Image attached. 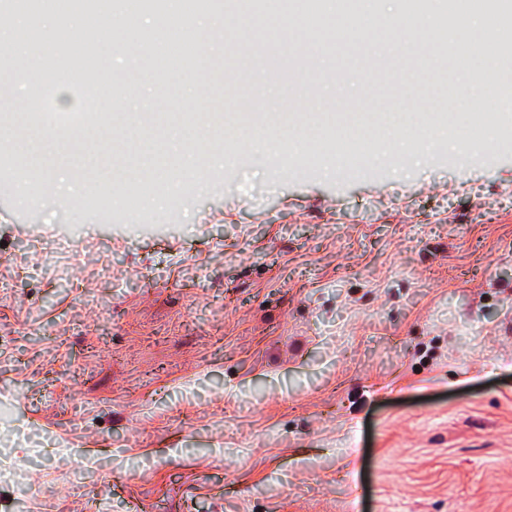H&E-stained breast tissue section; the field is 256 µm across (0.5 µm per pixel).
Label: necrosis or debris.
I'll return each instance as SVG.
<instances>
[{
    "label": "necrosis or debris",
    "instance_id": "4bbe7bcc",
    "mask_svg": "<svg viewBox=\"0 0 512 512\" xmlns=\"http://www.w3.org/2000/svg\"><path fill=\"white\" fill-rule=\"evenodd\" d=\"M240 0H0V12L29 16L51 11L65 17L80 14L95 22L113 9L128 17L148 13L153 29L129 26L124 35L99 28L96 40L82 55L68 49L70 35L61 31L49 50L51 69L36 87L42 104H50L61 85L78 96L75 112L41 115L45 130L81 131L99 138L103 108L108 98L131 92L136 72L102 77L90 65L103 47L120 46L148 58L156 81L171 84L179 78L208 83L214 90L208 112L177 113L171 127L187 130L209 151H223L229 163L251 156H267L305 166L325 161L352 171L365 165L372 150L400 161L393 145H420L429 140L454 139L460 159L512 148V109L501 100L504 79L512 77V0H403L399 20H392L377 0H250V23L237 40L250 53L269 55L282 45L278 37L288 17L314 32L325 45L378 35L383 40H406L407 55L397 67L372 73L373 96L357 113L358 128L339 124L332 112L298 111L296 95H289L283 112L236 111L240 95L251 92L249 75L197 66L201 37L193 25L202 15L220 19L236 12ZM426 57V68L411 59ZM128 170L103 167L91 191L111 196L112 209L137 211L142 192L131 185Z\"/></svg>",
    "mask_w": 512,
    "mask_h": 512
}]
</instances>
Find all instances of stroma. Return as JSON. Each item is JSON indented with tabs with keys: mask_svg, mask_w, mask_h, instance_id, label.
<instances>
[{
	"mask_svg": "<svg viewBox=\"0 0 512 512\" xmlns=\"http://www.w3.org/2000/svg\"><path fill=\"white\" fill-rule=\"evenodd\" d=\"M101 204L0 191V512H512V151Z\"/></svg>",
	"mask_w": 512,
	"mask_h": 512,
	"instance_id": "1",
	"label": "stroma"
}]
</instances>
